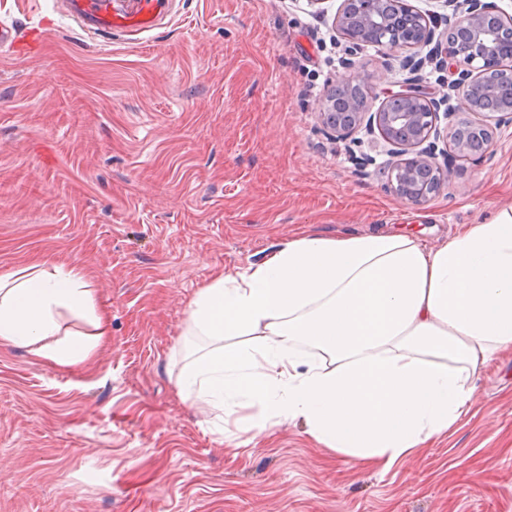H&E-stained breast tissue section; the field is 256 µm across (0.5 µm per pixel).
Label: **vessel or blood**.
Instances as JSON below:
<instances>
[{
	"label": "vessel or blood",
	"instance_id": "vessel-or-blood-1",
	"mask_svg": "<svg viewBox=\"0 0 512 512\" xmlns=\"http://www.w3.org/2000/svg\"><path fill=\"white\" fill-rule=\"evenodd\" d=\"M69 17L79 23H91L96 36L128 31L152 30L158 19V0H134L129 9H116L112 0H70Z\"/></svg>",
	"mask_w": 512,
	"mask_h": 512
}]
</instances>
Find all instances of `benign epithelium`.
I'll return each instance as SVG.
<instances>
[{"instance_id": "obj_1", "label": "benign epithelium", "mask_w": 512, "mask_h": 512, "mask_svg": "<svg viewBox=\"0 0 512 512\" xmlns=\"http://www.w3.org/2000/svg\"><path fill=\"white\" fill-rule=\"evenodd\" d=\"M452 14L439 24L435 15L410 7L408 20L397 17L383 8L382 0H342L334 17L339 37L352 47L372 42L389 51H408L402 66L415 71L425 64L444 65L452 61L457 79L448 92L437 96L409 82L397 93L387 95L374 110L368 99L370 88L355 61L345 64L346 75L339 86L360 85L365 96L349 105L347 112H331V91L322 102L323 125L339 134L349 135L365 127L378 134L402 159L388 172V188L400 199L411 204L425 203L437 193L445 181L450 156H482L491 151L494 129L512 124V109H490L484 105L485 91L480 89L482 73L501 69L500 59L512 50V40L490 24L503 19L506 13L494 9L486 0H447ZM425 56H420L421 52ZM480 113L483 120L473 122L464 115ZM448 120L447 132H442L440 118ZM483 130L484 138L473 148L466 139L465 127Z\"/></svg>"}]
</instances>
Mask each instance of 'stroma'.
Listing matches in <instances>:
<instances>
[{
    "mask_svg": "<svg viewBox=\"0 0 512 512\" xmlns=\"http://www.w3.org/2000/svg\"><path fill=\"white\" fill-rule=\"evenodd\" d=\"M60 0H0L32 30L0 48V272L34 257L87 273L110 317L72 367L0 344V512H512V351L474 380L467 413L390 470L318 448L301 422L246 431L175 378L188 305L297 231H400L428 245L512 203V124L455 160L421 205L386 188L380 135L324 128L354 58L376 97L400 54H349L341 0H162L137 39L82 32Z\"/></svg>",
    "mask_w": 512,
    "mask_h": 512,
    "instance_id": "obj_1",
    "label": "stroma"
}]
</instances>
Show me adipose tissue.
<instances>
[{
	"instance_id": "adipose-tissue-1",
	"label": "adipose tissue",
	"mask_w": 512,
	"mask_h": 512,
	"mask_svg": "<svg viewBox=\"0 0 512 512\" xmlns=\"http://www.w3.org/2000/svg\"><path fill=\"white\" fill-rule=\"evenodd\" d=\"M186 326L214 347L179 372L183 400L259 401L330 452L391 467L455 424L475 375L512 350V204L438 247L402 232L289 237L215 277ZM109 331L82 271L0 273V342L75 366Z\"/></svg>"
}]
</instances>
